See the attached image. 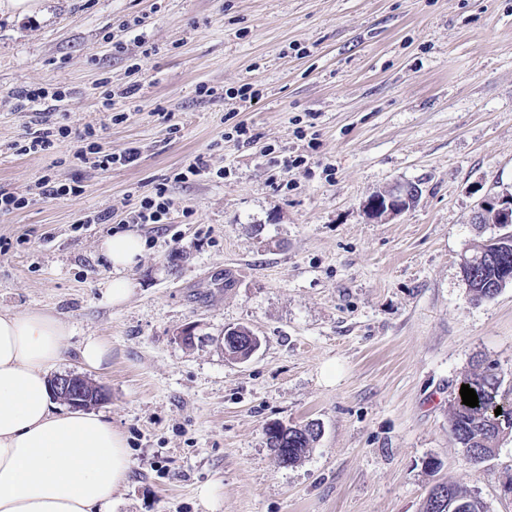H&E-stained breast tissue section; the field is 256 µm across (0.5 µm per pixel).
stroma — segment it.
<instances>
[{
  "label": "stroma",
  "instance_id": "35a3bbf8",
  "mask_svg": "<svg viewBox=\"0 0 512 512\" xmlns=\"http://www.w3.org/2000/svg\"><path fill=\"white\" fill-rule=\"evenodd\" d=\"M47 84L67 99L45 116L73 134L19 153L33 115L15 96ZM244 85L260 91L249 106ZM241 123L250 143L228 138ZM88 127L113 154L139 148L138 163H80ZM198 156L212 177L172 182ZM46 171L83 194H31ZM162 182L175 206L167 223L136 225V288L109 305L98 244ZM399 183L417 186L414 206L367 219L362 202ZM0 189L29 196L0 212V311L64 318L58 373L107 390L97 410L130 459L112 512H421L441 482L512 512V435L475 468L449 414L478 360L512 402V284L475 303L459 267L501 232L473 223L478 203L512 191V0L2 6ZM104 211L111 223H85ZM236 327L260 339L243 363L224 352ZM90 336L112 355L87 372L77 348ZM309 422L317 441L280 466L266 428Z\"/></svg>",
  "mask_w": 512,
  "mask_h": 512
}]
</instances>
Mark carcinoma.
Returning <instances> with one entry per match:
<instances>
[{"instance_id":"carcinoma-1","label":"carcinoma","mask_w":512,"mask_h":512,"mask_svg":"<svg viewBox=\"0 0 512 512\" xmlns=\"http://www.w3.org/2000/svg\"><path fill=\"white\" fill-rule=\"evenodd\" d=\"M465 282L471 299L477 302L493 298L499 291V282L512 274V233L503 234L498 242L487 246L476 243L465 254ZM476 391L478 405L463 404L456 396L452 406V434L464 448L466 460L477 466L491 457L500 438L512 434V403L499 398L501 380L494 368L477 364L461 380ZM502 414L495 415L497 408ZM316 424L290 426L275 433L266 429L267 445L276 453L281 464L293 465L309 452L319 437ZM422 512H487L484 502L468 492L445 483L431 488L423 504Z\"/></svg>"}]
</instances>
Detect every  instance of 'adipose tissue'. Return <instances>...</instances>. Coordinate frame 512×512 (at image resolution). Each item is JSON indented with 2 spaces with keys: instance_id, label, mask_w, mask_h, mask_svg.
Segmentation results:
<instances>
[{
  "instance_id": "1",
  "label": "adipose tissue",
  "mask_w": 512,
  "mask_h": 512,
  "mask_svg": "<svg viewBox=\"0 0 512 512\" xmlns=\"http://www.w3.org/2000/svg\"><path fill=\"white\" fill-rule=\"evenodd\" d=\"M100 250L112 268L102 297L122 305L142 240L118 233ZM69 333L43 310L0 312V512H108L128 481L124 433L99 415L60 410L50 396L48 373Z\"/></svg>"
}]
</instances>
